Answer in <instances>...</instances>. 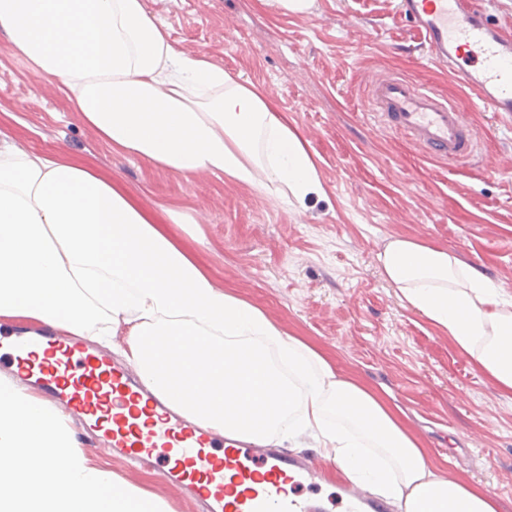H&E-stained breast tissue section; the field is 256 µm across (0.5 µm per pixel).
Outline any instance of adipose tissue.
<instances>
[{
    "instance_id": "adipose-tissue-1",
    "label": "adipose tissue",
    "mask_w": 512,
    "mask_h": 512,
    "mask_svg": "<svg viewBox=\"0 0 512 512\" xmlns=\"http://www.w3.org/2000/svg\"><path fill=\"white\" fill-rule=\"evenodd\" d=\"M0 33L12 55L60 81L112 152L299 204L325 194L287 114L206 56L177 50L144 0H0ZM191 221L147 211L88 159L38 153L0 130V319L92 337L215 433L310 435L404 512H501L486 491L438 476L378 392L218 287L169 231ZM376 259L404 308L512 394V295L413 237L391 239Z\"/></svg>"
}]
</instances>
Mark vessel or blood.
I'll use <instances>...</instances> for the list:
<instances>
[{"instance_id":"vessel-or-blood-1","label":"vessel or blood","mask_w":512,"mask_h":512,"mask_svg":"<svg viewBox=\"0 0 512 512\" xmlns=\"http://www.w3.org/2000/svg\"><path fill=\"white\" fill-rule=\"evenodd\" d=\"M399 14L420 31L430 61L472 90L512 125V40L474 0H399ZM368 92L383 126L429 158L456 167L475 160L480 138L464 112L412 79L375 72ZM0 366L52 406L66 410L95 439L93 454L157 466L202 512H390L366 486L340 483L323 495L326 472L275 444L217 437L141 385L134 367L78 337L36 325L0 333Z\"/></svg>"}]
</instances>
